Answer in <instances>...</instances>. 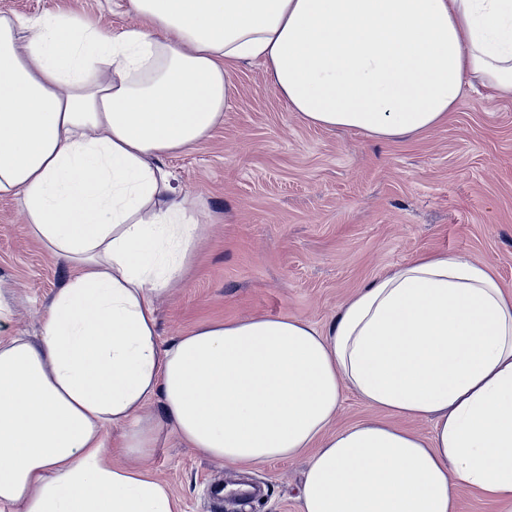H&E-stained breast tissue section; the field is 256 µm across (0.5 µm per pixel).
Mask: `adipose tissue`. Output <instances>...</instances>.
Masks as SVG:
<instances>
[{
	"label": "adipose tissue",
	"instance_id": "adipose-tissue-1",
	"mask_svg": "<svg viewBox=\"0 0 512 512\" xmlns=\"http://www.w3.org/2000/svg\"><path fill=\"white\" fill-rule=\"evenodd\" d=\"M122 7L141 24L118 35L0 16V194L70 267L39 336L0 339V512H181L143 465L167 431L241 468L306 456L298 512L512 502V292L470 256H417L323 328L252 315L164 343L156 316L205 230L164 160L223 122L241 64L308 124L417 134L468 83L512 100V0ZM347 391L386 420L336 427Z\"/></svg>",
	"mask_w": 512,
	"mask_h": 512
}]
</instances>
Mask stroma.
I'll use <instances>...</instances> for the list:
<instances>
[{
	"label": "stroma",
	"mask_w": 512,
	"mask_h": 512,
	"mask_svg": "<svg viewBox=\"0 0 512 512\" xmlns=\"http://www.w3.org/2000/svg\"><path fill=\"white\" fill-rule=\"evenodd\" d=\"M86 16L111 33L138 26L116 0H0V14ZM224 121L171 156L179 190L206 226L180 280L156 308L161 341L212 321L253 314L325 326L348 297L414 257L465 253L512 291V100L470 91L446 124L377 141L304 123L242 65ZM67 275L29 234L15 198L0 196V281L14 296L0 336L35 335ZM306 458L240 470L168 437L148 468L183 512H297ZM249 481L258 496L230 506L212 486Z\"/></svg>",
	"instance_id": "35a3bbf8"
}]
</instances>
